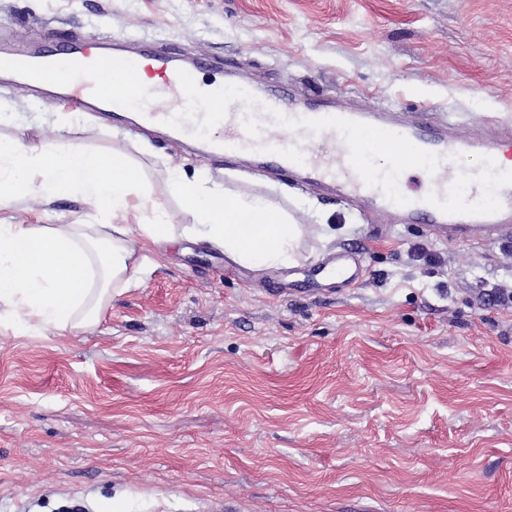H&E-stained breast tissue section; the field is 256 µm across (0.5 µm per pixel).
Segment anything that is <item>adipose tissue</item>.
Instances as JSON below:
<instances>
[{"label":"adipose tissue","instance_id":"adipose-tissue-1","mask_svg":"<svg viewBox=\"0 0 512 512\" xmlns=\"http://www.w3.org/2000/svg\"><path fill=\"white\" fill-rule=\"evenodd\" d=\"M174 187L195 218V234L234 261L272 267L293 260L302 228L266 200L237 202L181 175ZM72 194L101 213L149 212L153 219L136 226L0 224V324L58 336L93 328L113 292L143 283L139 244L177 238L123 154L76 152L62 142L0 140V204Z\"/></svg>","mask_w":512,"mask_h":512}]
</instances>
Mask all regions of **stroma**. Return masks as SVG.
Masks as SVG:
<instances>
[{
	"mask_svg": "<svg viewBox=\"0 0 512 512\" xmlns=\"http://www.w3.org/2000/svg\"><path fill=\"white\" fill-rule=\"evenodd\" d=\"M145 42L358 108L451 112L461 138L512 121V0H0V45ZM0 88V138L114 150L167 223L193 226L170 162L301 224L256 269L193 236L152 246L93 330L0 328V512H512V244L438 241L345 203L202 161L179 141ZM81 197L0 224H108ZM360 252L356 288L271 296Z\"/></svg>",
	"mask_w": 512,
	"mask_h": 512,
	"instance_id": "stroma-1",
	"label": "stroma"
}]
</instances>
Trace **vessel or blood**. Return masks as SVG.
Returning <instances> with one entry per match:
<instances>
[{"label":"vessel or blood","mask_w":512,"mask_h":512,"mask_svg":"<svg viewBox=\"0 0 512 512\" xmlns=\"http://www.w3.org/2000/svg\"><path fill=\"white\" fill-rule=\"evenodd\" d=\"M143 71L159 76L168 92L180 95L187 111H137ZM198 72V66H182L169 53L133 55L109 43H72L27 60L0 53V77H22L31 87L120 122L133 115L137 129L193 137L206 159L251 158L255 173L284 172L296 189L335 194L364 221L397 213L448 241L477 230L490 240L512 238V168L497 162L499 153L512 151V125L495 122L485 135L464 140L450 117L438 121L426 112L404 118L383 109L359 110L331 96L314 105L284 87L261 92L248 83L221 81L204 87ZM227 96L236 103L222 116L194 109L198 100ZM363 132L379 133L393 152L386 169H378L373 151L359 143ZM465 153L482 157L485 164L461 179L455 163ZM409 164L422 167L426 180L419 191L406 194L400 183ZM318 272L348 285L363 277L360 262L345 251L323 258Z\"/></svg>","instance_id":"b4317fda"}]
</instances>
